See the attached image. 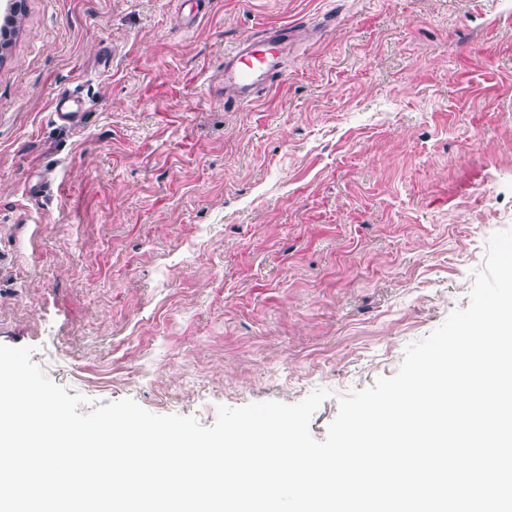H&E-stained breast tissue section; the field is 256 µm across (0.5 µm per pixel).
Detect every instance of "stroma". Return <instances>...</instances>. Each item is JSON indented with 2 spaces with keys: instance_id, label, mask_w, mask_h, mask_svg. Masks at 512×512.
Returning <instances> with one entry per match:
<instances>
[{
  "instance_id": "stroma-1",
  "label": "stroma",
  "mask_w": 512,
  "mask_h": 512,
  "mask_svg": "<svg viewBox=\"0 0 512 512\" xmlns=\"http://www.w3.org/2000/svg\"><path fill=\"white\" fill-rule=\"evenodd\" d=\"M194 7L22 0L0 49V344L33 347L83 414L130 398L209 427L323 388L321 441L468 307L512 229V0ZM299 18L273 89L225 103V47Z\"/></svg>"
}]
</instances>
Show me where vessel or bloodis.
Returning a JSON list of instances; mask_svg holds the SVG:
<instances>
[{
    "mask_svg": "<svg viewBox=\"0 0 512 512\" xmlns=\"http://www.w3.org/2000/svg\"><path fill=\"white\" fill-rule=\"evenodd\" d=\"M293 34V24H277L268 28L261 38L245 36L225 50L224 82L233 90L234 101H254L276 84L282 73V60L267 51L266 46L270 43L288 44Z\"/></svg>",
    "mask_w": 512,
    "mask_h": 512,
    "instance_id": "1",
    "label": "vessel or blood"
}]
</instances>
